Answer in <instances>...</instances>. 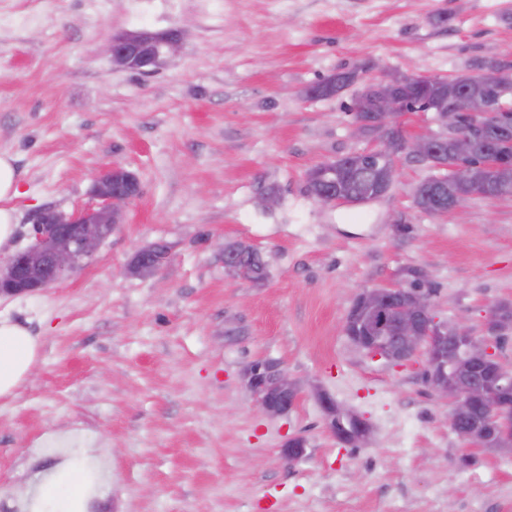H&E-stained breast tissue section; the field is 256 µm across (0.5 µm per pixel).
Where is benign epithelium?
I'll return each instance as SVG.
<instances>
[{
  "label": "benign epithelium",
  "instance_id": "obj_1",
  "mask_svg": "<svg viewBox=\"0 0 512 512\" xmlns=\"http://www.w3.org/2000/svg\"><path fill=\"white\" fill-rule=\"evenodd\" d=\"M175 36L154 46L151 52L140 51L138 43L124 37L106 42L105 50L118 66L142 73H152L163 64V55L179 48ZM407 79L421 84L448 88V97L440 102L409 105L395 96L391 87L395 76L388 74L373 81L366 89L379 94L378 110L372 124L376 144L356 152L372 169L382 168L388 188H393L404 157L429 160L436 145L449 140L455 162L436 176L438 182L466 184L478 166L470 164L475 154V140L483 118L498 116V138L485 150L486 167L503 169L500 158L512 154V115L505 112L512 98V72L491 66L479 72L456 76L409 74ZM407 112H432L440 128L437 133L407 137L398 135V147L392 146L391 132L400 130L399 119ZM121 172L113 166L94 180L97 203L77 213L65 215L54 209H42L33 222V242L13 255L0 271V295L41 292L61 283L87 266L99 248L122 223L126 205L135 198L127 192L113 191L112 176ZM141 261L130 268L145 274L158 269L169 251L156 246L140 250ZM351 343L372 359H384L394 365L410 362L421 346L433 351L443 339L456 344L452 357L429 362L428 385L435 395L448 401V425L465 448H485L494 438L503 447L512 446V410L501 400L512 394V366L496 354L499 339L512 335V325L501 323L490 314L483 336H476L468 321L456 318L440 321L434 313L431 292L424 288L397 285L362 291L351 306L344 323ZM256 378L250 382L257 395L258 409L265 415L288 412L299 396L296 383L290 381L276 365L262 362L254 366ZM279 392V402L272 403L264 393L266 386Z\"/></svg>",
  "mask_w": 512,
  "mask_h": 512
}]
</instances>
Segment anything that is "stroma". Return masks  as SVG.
Wrapping results in <instances>:
<instances>
[{
  "mask_svg": "<svg viewBox=\"0 0 512 512\" xmlns=\"http://www.w3.org/2000/svg\"><path fill=\"white\" fill-rule=\"evenodd\" d=\"M141 32L182 39L152 75L102 50ZM510 46L512 0H0V153L20 178L0 265L38 210L93 205L99 172L141 187L92 264L0 297L40 345L0 397V512H29L31 484L67 461L107 475L87 512H512V452L463 450L424 356L373 360L343 332L363 289L417 268L440 319L482 334L512 301V198L426 213L413 195L431 170L413 160L361 207L307 190L311 168L370 148L353 135L367 82L473 72ZM339 71L354 85L310 97ZM159 241L168 260L128 274ZM228 243L260 252L264 281L225 268ZM258 361L298 384L288 413L258 412ZM324 395L370 424L364 444L332 435Z\"/></svg>",
  "mask_w": 512,
  "mask_h": 512,
  "instance_id": "obj_1",
  "label": "stroma"
}]
</instances>
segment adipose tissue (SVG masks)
Returning <instances> with one entry per match:
<instances>
[{"instance_id": "adipose-tissue-1", "label": "adipose tissue", "mask_w": 512, "mask_h": 512, "mask_svg": "<svg viewBox=\"0 0 512 512\" xmlns=\"http://www.w3.org/2000/svg\"><path fill=\"white\" fill-rule=\"evenodd\" d=\"M19 194V176L11 155L0 153V246L14 235L16 217L10 206ZM39 343L29 331L0 318V397L14 395L38 358ZM89 497L84 473L74 465L45 476L34 488L31 512H86Z\"/></svg>"}]
</instances>
